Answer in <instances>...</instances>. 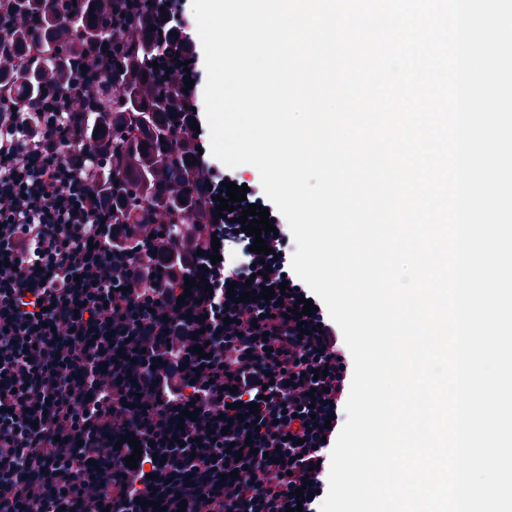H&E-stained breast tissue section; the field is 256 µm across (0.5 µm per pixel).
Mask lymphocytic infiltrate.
<instances>
[{
    "instance_id": "1",
    "label": "lymphocytic infiltrate",
    "mask_w": 512,
    "mask_h": 512,
    "mask_svg": "<svg viewBox=\"0 0 512 512\" xmlns=\"http://www.w3.org/2000/svg\"><path fill=\"white\" fill-rule=\"evenodd\" d=\"M147 18L185 32L182 57L197 60L168 0H115L107 16L118 30ZM130 53L121 42L54 58L35 35L26 55L53 59L56 91L22 100L0 86V512H319L350 389L341 330L319 308L308 335L284 318L312 293L283 235H266L263 256L217 216L228 176L205 157L200 234L153 279L162 227L113 211L96 168L120 178L123 163L111 140L87 142L73 110ZM229 236L232 268L210 260ZM282 282L279 299L261 298ZM248 289L257 301L242 300Z\"/></svg>"
}]
</instances>
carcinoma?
<instances>
[{
    "label": "carcinoma",
    "instance_id": "obj_1",
    "mask_svg": "<svg viewBox=\"0 0 512 512\" xmlns=\"http://www.w3.org/2000/svg\"><path fill=\"white\" fill-rule=\"evenodd\" d=\"M19 38L17 52L25 50V40L34 27L31 19L40 23L43 38L57 50L64 49L70 34L85 40L89 46L106 35L102 19L107 15L104 0H65L63 5L48 7L46 0H19ZM112 37L131 41L137 49V59L114 68L100 83L99 92L84 102L79 111L88 127V138L96 141L112 139V146L122 149L131 166V176L118 183H110L106 196L113 205L128 213H138V223H153V215L172 218L165 232L170 240L180 236V227L194 223L200 208V199L184 173L196 168L195 154L173 148L169 128L174 123L176 102L163 97L156 90L158 70L152 61L161 64L177 55L181 41L176 28L159 34V28L144 23L132 32L112 31ZM0 83L9 84L21 97L42 96L55 87L54 66L35 63L22 70L0 67ZM136 112L142 134L138 141L129 143L123 135L125 115Z\"/></svg>",
    "mask_w": 512,
    "mask_h": 512
}]
</instances>
